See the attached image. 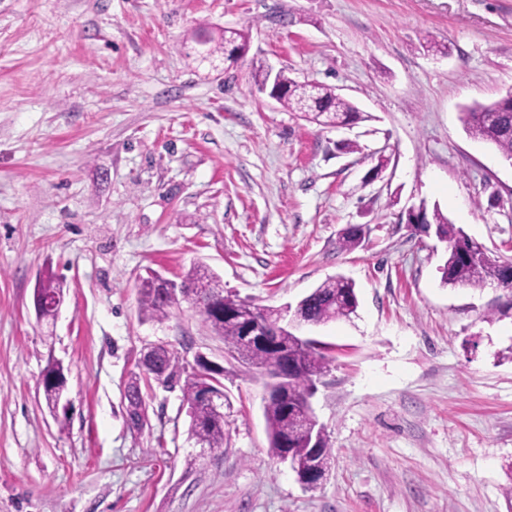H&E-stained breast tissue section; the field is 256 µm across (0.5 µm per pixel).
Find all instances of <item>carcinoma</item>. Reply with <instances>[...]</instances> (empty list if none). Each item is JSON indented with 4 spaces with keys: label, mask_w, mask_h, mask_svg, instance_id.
<instances>
[{
    "label": "carcinoma",
    "mask_w": 512,
    "mask_h": 512,
    "mask_svg": "<svg viewBox=\"0 0 512 512\" xmlns=\"http://www.w3.org/2000/svg\"><path fill=\"white\" fill-rule=\"evenodd\" d=\"M215 54H224L226 49L245 48L249 43V32L227 28L217 39L211 38ZM277 84L280 89L279 104L290 112H298L325 127H339L362 119V112L349 100L338 95L331 86L321 83L298 82L289 76L288 70L278 72ZM466 132L473 138L486 141L496 147L502 157L512 161V100L499 98L489 104L477 105L462 113ZM430 224L435 234L448 242V254L440 268L442 283L449 287L465 286L483 289L498 284L512 291V261L490 256L484 247L469 238L462 229L452 224L439 209L423 210L419 218L409 217V223ZM205 281L212 297L220 298L218 307L203 321L218 336L224 339L227 353L237 362L247 361L260 367H279L283 363L294 367V373L280 384L287 392L288 400L276 395L265 400L264 417L269 435V453L278 459L286 449L282 441L288 440V447L294 449L296 463L301 472L307 469L310 455L320 458L325 468H330L333 455L327 436H322L316 447H309V433L302 429L295 408L307 401L316 389V383L327 371L329 359L320 347L311 346L300 351L294 333L280 334V339L288 345V352L269 347L251 349L241 342L240 326L224 317V312L239 304L237 296L224 293L220 279L203 266L191 268L182 278L181 287L185 299L198 303L195 291L197 283ZM358 307L355 284L343 277L329 278L314 288L296 304V308L311 322L324 324L336 319L348 318ZM171 304L166 301L156 283L147 277L142 278L139 287V310L148 320L161 321L167 318ZM132 373L127 391L126 415L136 427L144 419L145 405L140 391V379L144 375L160 377L169 384L186 374L182 386L183 400L192 401L199 388L209 385L213 388L221 383L225 369H191L180 364L177 353L166 344L154 345L143 353V361ZM48 380L43 389L47 405L55 404L56 384L53 379L64 375L65 367L60 362L46 365ZM189 435L204 442L212 452L224 451V416L214 414L202 405L194 410L190 419Z\"/></svg>",
    "instance_id": "1"
}]
</instances>
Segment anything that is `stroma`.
<instances>
[{"instance_id":"35a3bbf8","label":"stroma","mask_w":512,"mask_h":512,"mask_svg":"<svg viewBox=\"0 0 512 512\" xmlns=\"http://www.w3.org/2000/svg\"><path fill=\"white\" fill-rule=\"evenodd\" d=\"M225 27L248 29L247 58H201ZM255 59L367 120L288 112ZM511 87L512 0H0V512H507L512 295L443 285L446 243L406 212L438 207L512 259V163L460 121ZM196 263L273 308L354 281L355 316L301 330L330 360L318 488L269 457L265 380L194 306L142 318L148 270L177 282ZM47 266L65 294L50 324L32 308ZM158 343L226 369L224 450L191 468L180 392L142 385L145 421L127 422ZM51 356L64 424L38 391Z\"/></svg>"}]
</instances>
